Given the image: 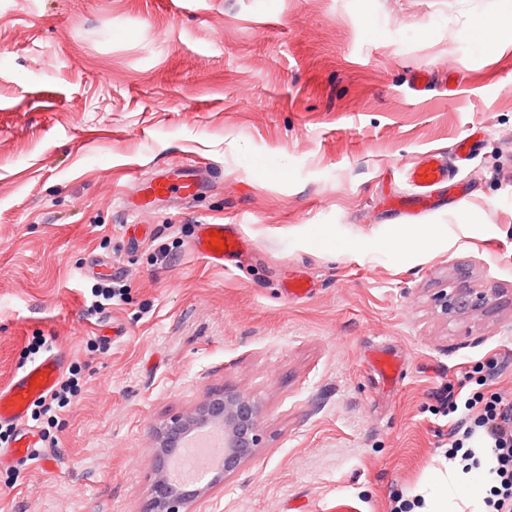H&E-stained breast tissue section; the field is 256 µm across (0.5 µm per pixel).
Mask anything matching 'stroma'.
I'll list each match as a JSON object with an SVG mask.
<instances>
[{
  "mask_svg": "<svg viewBox=\"0 0 512 512\" xmlns=\"http://www.w3.org/2000/svg\"><path fill=\"white\" fill-rule=\"evenodd\" d=\"M512 0H0V386L39 342L83 367L40 430L54 464L0 467V512H144L150 422L210 388L262 405L255 455L190 512H391L440 468L464 372L512 393V46L471 31ZM431 87L413 96L420 70ZM469 139L424 226L400 170ZM207 164L148 213L120 196ZM267 174L255 171L256 163ZM237 225L228 267L198 225ZM126 299L93 312L99 277ZM307 277L295 299L288 281ZM487 296L442 315L444 288ZM379 349L399 369L369 366ZM215 231L222 233L215 236ZM224 242L226 249L215 247ZM246 240L234 224L210 223L201 224L197 235L192 241V250L215 266H224L227 259L238 255L244 248Z\"/></svg>",
  "mask_w": 512,
  "mask_h": 512,
  "instance_id": "obj_1",
  "label": "stroma"
}]
</instances>
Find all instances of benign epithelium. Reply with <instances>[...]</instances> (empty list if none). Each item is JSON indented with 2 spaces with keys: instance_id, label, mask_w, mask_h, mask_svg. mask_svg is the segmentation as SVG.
Instances as JSON below:
<instances>
[{
  "instance_id": "7a95c632",
  "label": "benign epithelium",
  "mask_w": 512,
  "mask_h": 512,
  "mask_svg": "<svg viewBox=\"0 0 512 512\" xmlns=\"http://www.w3.org/2000/svg\"><path fill=\"white\" fill-rule=\"evenodd\" d=\"M445 313L477 311L486 303V294L472 288H453L438 296ZM261 405L252 396L235 389H208L189 413L174 415L149 426L155 444L150 465V498L148 512H189V506L200 495L223 483L260 447ZM208 422L224 427L227 451L213 475L184 492L175 490L162 462L163 454L176 448L197 426Z\"/></svg>"
}]
</instances>
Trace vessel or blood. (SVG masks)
Masks as SVG:
<instances>
[{
	"label": "vessel or blood",
	"instance_id": "b4317fda",
	"mask_svg": "<svg viewBox=\"0 0 512 512\" xmlns=\"http://www.w3.org/2000/svg\"><path fill=\"white\" fill-rule=\"evenodd\" d=\"M472 148L467 140H459L450 152L429 151L405 169L404 177L409 195L398 210L408 224L420 223L422 216L432 212L431 199L437 186L454 180L459 174L458 161L467 159ZM208 186V175L198 163L180 167L178 179L156 174L149 182L135 183L132 192L142 198V210H149L154 201L184 191L193 195ZM245 239L231 224L210 223L200 225L192 241L193 251L215 266L238 255ZM66 359L61 352H51L15 373L10 381L0 387V424L16 428L17 433L10 448H0V464L8 461L37 459L38 437L28 422L31 406L49 394L61 377Z\"/></svg>",
	"mask_w": 512,
	"mask_h": 512
}]
</instances>
